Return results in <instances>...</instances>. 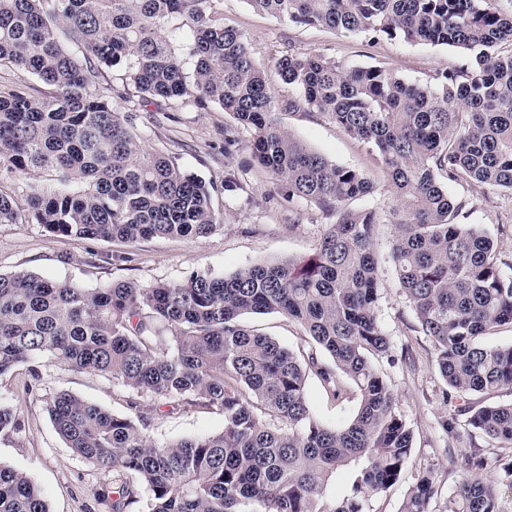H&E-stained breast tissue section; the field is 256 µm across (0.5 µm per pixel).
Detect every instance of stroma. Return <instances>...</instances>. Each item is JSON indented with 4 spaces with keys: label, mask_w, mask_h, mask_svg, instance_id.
<instances>
[{
    "label": "stroma",
    "mask_w": 512,
    "mask_h": 512,
    "mask_svg": "<svg viewBox=\"0 0 512 512\" xmlns=\"http://www.w3.org/2000/svg\"><path fill=\"white\" fill-rule=\"evenodd\" d=\"M225 24L235 27L248 42L254 59L280 101L297 94L284 84L275 61L285 47L306 54L315 52L347 68L379 66L400 78L420 84L437 73L468 64L464 51L421 42L344 34L321 27L296 26L253 8L249 0H221ZM283 125L311 150L336 164L374 174V162L358 140L346 135L331 120L304 110H281ZM232 118L218 105L197 107L178 99L165 105L157 117L138 113L135 131L146 147L163 151L179 168L218 185L213 203L223 225L201 239L154 237L129 245L66 237L47 232L39 224H0V273L25 269L54 281H76L102 288L133 280L143 285L177 281L193 273L228 275L255 263L311 257L329 222L323 212L305 200L288 201L274 177L253 159L248 133L224 148V129ZM238 187L223 190L225 174ZM451 196L473 200L465 221L485 230L501 259H512V192L490 190L475 195L465 182L449 183ZM391 227L379 225L377 252L382 266L378 315L391 340V360L375 366L396 398V410L413 432V448L404 473L393 488L368 498L366 512H399L416 476L432 472L437 493L432 512H448V500L467 473L466 459L480 454L485 476L497 483L503 507L512 506V481L504 467L512 450L497 447L474 431L466 416L457 414L456 398L447 397L431 339L418 325L410 303L401 294L389 259ZM246 323L281 345L295 349L307 338L296 323L280 314H250ZM66 391L108 411L124 414L120 383L94 373H79L63 363L41 357L32 366H19L0 378V398L16 412L17 431L0 434V464L28 475L45 497L50 512H112V475L75 455L55 431L46 411L47 399ZM307 397L314 415L323 423L347 422L360 396L347 386L343 398L328 397L317 377H309ZM453 419V433L441 427ZM224 418L195 408L155 415L151 435L174 441L221 433Z\"/></svg>",
    "instance_id": "obj_1"
}]
</instances>
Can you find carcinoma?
<instances>
[{
    "instance_id": "1",
    "label": "carcinoma",
    "mask_w": 512,
    "mask_h": 512,
    "mask_svg": "<svg viewBox=\"0 0 512 512\" xmlns=\"http://www.w3.org/2000/svg\"><path fill=\"white\" fill-rule=\"evenodd\" d=\"M278 19L342 33L446 45L469 65L408 83L378 66L345 68L319 53L283 52L275 66L298 95L292 110L317 112L375 154L392 200L352 208L374 193L362 172L309 150L282 125L278 103L248 43L224 24L218 0H0V70L34 76L0 88V167L47 172L23 202L0 190V224H40L77 238L134 245L158 236L199 239L222 226L212 183L185 174L134 131L132 111L190 99L217 104L250 133L253 158L288 201L315 203L332 219L317 252L244 266L229 276L87 288L28 270L0 273V377L40 356L126 389L128 414L67 392L46 410L67 446L112 472V512H365L366 498L401 478L413 436L374 360L391 358L378 317L376 226L392 225L400 290L432 339L438 371L464 398L468 424L512 449V402L474 406L471 396L512 387V345L486 331L512 324V274L493 239L460 223L466 199L512 191V12L499 0H249ZM173 17L186 20L179 52ZM125 70L120 89L107 70ZM279 313L309 338L282 347L241 322ZM164 326L171 336L158 335ZM347 376L360 393L350 421L331 426L310 410L314 375L333 399ZM224 416L219 434L158 443L150 420L162 406ZM18 429L0 401V434ZM483 460L455 488L448 512H505ZM346 474V491L330 493ZM434 476L423 472L400 512H431ZM0 512H49L25 474L0 465Z\"/></svg>"
}]
</instances>
